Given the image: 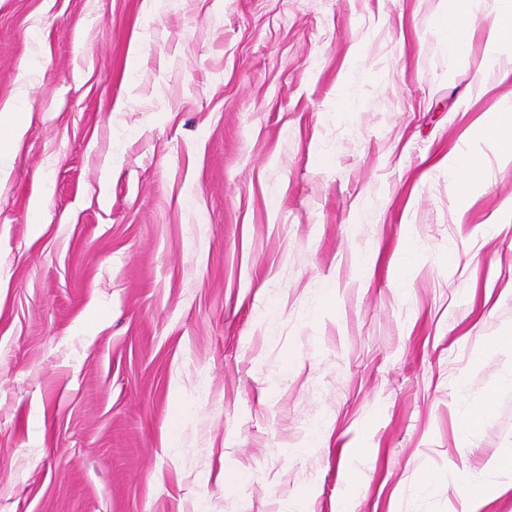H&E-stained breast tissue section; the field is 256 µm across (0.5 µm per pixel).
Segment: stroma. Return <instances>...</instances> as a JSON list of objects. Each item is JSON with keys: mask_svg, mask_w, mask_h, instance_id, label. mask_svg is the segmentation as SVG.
I'll list each match as a JSON object with an SVG mask.
<instances>
[{"mask_svg": "<svg viewBox=\"0 0 512 512\" xmlns=\"http://www.w3.org/2000/svg\"><path fill=\"white\" fill-rule=\"evenodd\" d=\"M442 9L0 0V512H512V44ZM26 112L12 109L10 105L0 109V180L7 173L3 159L13 157L15 145L26 131ZM512 125L511 112H486L478 122V133L481 137L496 144L497 149L508 163L512 162V135L504 130L505 118ZM448 176L459 185L465 199L480 181L478 163L472 156L455 154L448 159Z\"/></svg>", "mask_w": 512, "mask_h": 512, "instance_id": "35a3bbf8", "label": "stroma"}]
</instances>
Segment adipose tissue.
<instances>
[{"mask_svg": "<svg viewBox=\"0 0 512 512\" xmlns=\"http://www.w3.org/2000/svg\"><path fill=\"white\" fill-rule=\"evenodd\" d=\"M495 6L485 13L474 9V0H445V10L439 20L449 56L466 53L475 30H483L489 43L512 42V0H494Z\"/></svg>", "mask_w": 512, "mask_h": 512, "instance_id": "adipose-tissue-1", "label": "adipose tissue"}]
</instances>
